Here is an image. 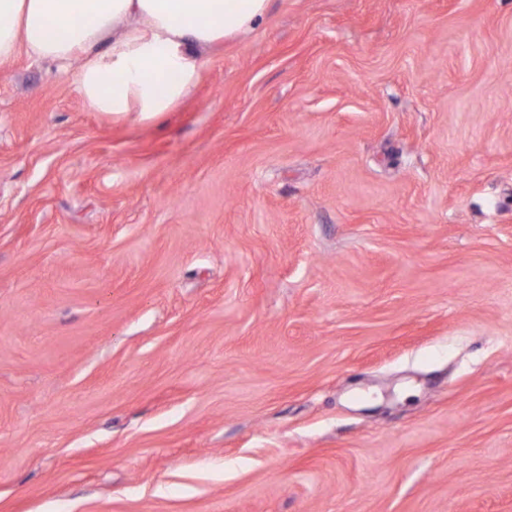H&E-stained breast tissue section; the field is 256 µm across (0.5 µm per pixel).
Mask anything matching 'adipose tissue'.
I'll return each mask as SVG.
<instances>
[{
	"label": "adipose tissue",
	"instance_id": "obj_1",
	"mask_svg": "<svg viewBox=\"0 0 512 512\" xmlns=\"http://www.w3.org/2000/svg\"><path fill=\"white\" fill-rule=\"evenodd\" d=\"M269 0H0V66L19 53L74 69L85 106L116 119L174 111L205 52L250 33Z\"/></svg>",
	"mask_w": 512,
	"mask_h": 512
}]
</instances>
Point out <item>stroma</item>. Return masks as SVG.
Wrapping results in <instances>:
<instances>
[{
	"label": "stroma",
	"mask_w": 512,
	"mask_h": 512,
	"mask_svg": "<svg viewBox=\"0 0 512 512\" xmlns=\"http://www.w3.org/2000/svg\"><path fill=\"white\" fill-rule=\"evenodd\" d=\"M159 119L0 70V512H512V0H270Z\"/></svg>",
	"instance_id": "stroma-1"
}]
</instances>
